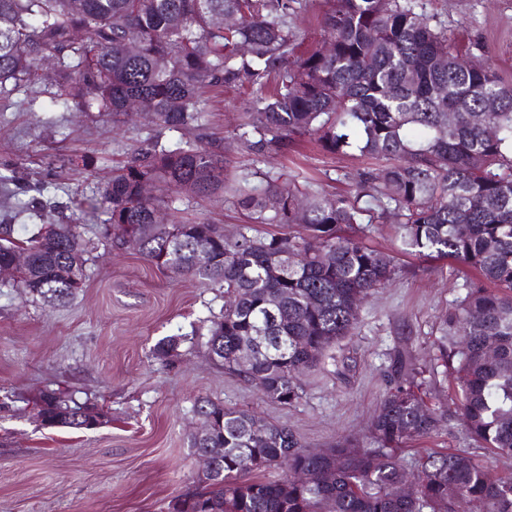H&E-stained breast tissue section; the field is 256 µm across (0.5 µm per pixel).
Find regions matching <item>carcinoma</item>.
Returning <instances> with one entry per match:
<instances>
[{
    "label": "carcinoma",
    "mask_w": 512,
    "mask_h": 512,
    "mask_svg": "<svg viewBox=\"0 0 512 512\" xmlns=\"http://www.w3.org/2000/svg\"><path fill=\"white\" fill-rule=\"evenodd\" d=\"M322 5L320 39L306 47L298 21L309 0H0V94L47 80L68 108L116 117L142 102L162 128L200 130L188 148H137L90 208L106 226L125 225L157 269L234 297L211 320L208 354L274 403L299 401L295 372L316 367L397 274L394 256L364 242L374 225L390 218L406 251L477 273L440 318L434 363L422 367L408 343L395 346L367 445L344 437L306 452L283 425L199 399L192 447L221 455L171 512H512V475L476 456L428 452L411 471L397 462L439 426L422 388L440 367L456 380L470 438L512 457V85L490 63L473 68L418 0ZM45 58L55 63L46 78ZM211 86L249 87L254 107L235 140L251 148L309 139L376 168L360 174L353 196L266 174L228 186L230 144L199 124ZM224 191L246 223L300 224L304 233L231 236L205 221L156 220L169 192ZM79 226L48 224L26 240L0 226V264L28 254L13 286L51 305L73 300L87 278ZM94 415L112 421L70 392H47L39 404L50 427L93 430ZM283 464L282 480L253 477ZM410 482L418 495L405 491Z\"/></svg>",
    "instance_id": "obj_1"
}]
</instances>
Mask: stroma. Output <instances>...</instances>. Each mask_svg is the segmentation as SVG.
<instances>
[{"label":"stroma","instance_id":"obj_1","mask_svg":"<svg viewBox=\"0 0 512 512\" xmlns=\"http://www.w3.org/2000/svg\"><path fill=\"white\" fill-rule=\"evenodd\" d=\"M421 2L461 49H476L480 61L512 82V0ZM204 98L207 133L233 136L250 95L208 88ZM196 135L159 128L143 113L115 121L65 108L45 93L33 98L14 92L0 99V165L21 162L20 177L33 184L45 180L53 162L62 165L64 178L48 186L37 209L14 184L0 183V224L24 239L41 225L67 223L79 217L80 200L97 197L132 148L154 138L183 147ZM365 166L363 159L330 155L308 141L264 153L239 143L224 177L235 184L256 171L274 179L300 174L312 189L351 195ZM165 208L228 233L244 223L226 193L204 201L174 194ZM80 231L88 246L87 280L68 304L25 302L19 289L0 284V512H169L202 467L191 446L199 427L194 406L202 397L287 426L309 452L344 436L364 437L388 389L392 349L407 340L419 362H430L438 318L461 296L460 283L469 274L403 251L393 225H380L369 243L394 256L395 281L363 303L335 359L300 375L302 398L285 407L210 359L206 343L212 319L224 310L223 289L191 277L171 279L138 252L111 249L95 221ZM171 337L177 351L160 359L157 345ZM52 389L110 408L111 424L94 430L43 426L36 402ZM453 396L451 378L442 375L425 390L426 405L448 416L401 456L405 469L427 451L477 453L452 411Z\"/></svg>","mask_w":512,"mask_h":512}]
</instances>
